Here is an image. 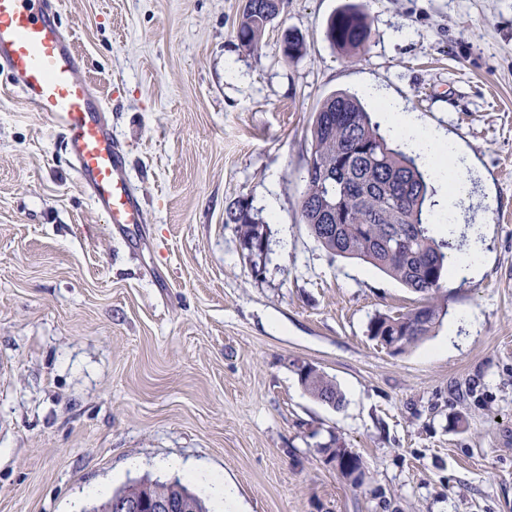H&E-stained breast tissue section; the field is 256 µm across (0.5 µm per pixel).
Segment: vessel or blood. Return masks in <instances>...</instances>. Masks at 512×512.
<instances>
[{
  "label": "vessel or blood",
  "mask_w": 512,
  "mask_h": 512,
  "mask_svg": "<svg viewBox=\"0 0 512 512\" xmlns=\"http://www.w3.org/2000/svg\"><path fill=\"white\" fill-rule=\"evenodd\" d=\"M82 63L47 0H0V68L27 104L63 130L80 186L107 223L130 237L145 222L143 207L102 119L103 99L77 76Z\"/></svg>",
  "instance_id": "1"
}]
</instances>
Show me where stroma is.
I'll return each mask as SVG.
<instances>
[{
	"label": "stroma",
	"instance_id": "1",
	"mask_svg": "<svg viewBox=\"0 0 512 512\" xmlns=\"http://www.w3.org/2000/svg\"><path fill=\"white\" fill-rule=\"evenodd\" d=\"M55 2L145 222L127 241L106 223L0 72V512H92L189 471L232 486L234 512H512V0H284L253 50L241 0ZM347 7L371 27L352 63L326 37ZM288 35L303 56L283 57ZM369 85L456 145L458 221L482 236L400 355L367 324L418 295L331 257L300 212L315 112ZM241 198L267 228L258 271L225 221ZM333 436L361 487L319 453ZM299 380L305 390L316 400L332 405L339 409L344 402V396L336 383L310 364L301 365L297 369ZM336 469L352 486L360 487L363 485L366 471L362 459L354 452L351 456L343 460Z\"/></svg>",
	"mask_w": 512,
	"mask_h": 512
}]
</instances>
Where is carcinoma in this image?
I'll return each instance as SVG.
<instances>
[{"instance_id": "cac0c4a2", "label": "carcinoma", "mask_w": 512, "mask_h": 512, "mask_svg": "<svg viewBox=\"0 0 512 512\" xmlns=\"http://www.w3.org/2000/svg\"><path fill=\"white\" fill-rule=\"evenodd\" d=\"M282 0H245L237 28L241 45L255 47L267 26L280 13ZM327 37L334 48L352 59L370 37L367 16L348 7L330 21ZM285 58L303 55L305 46L288 36L281 46ZM312 177L306 180L300 208L303 223L333 257L366 263L421 295L423 303L401 314H378L367 332L372 340L395 337L393 353L401 354L431 336L447 308L441 301L448 263L476 250L479 228L455 224L448 238L431 235L425 210L429 185L415 159L392 148L372 122L370 113L354 96L338 92L327 97L315 113ZM226 224L237 225L242 249L259 271L264 252L262 221L247 199L226 208ZM299 380L316 400L339 408L344 396L336 383L316 367H298ZM338 472L354 487L363 485L362 459L352 454ZM186 490L181 480L155 482L145 488L130 484L120 492L132 495H172Z\"/></svg>"}]
</instances>
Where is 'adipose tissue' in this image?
I'll return each mask as SVG.
<instances>
[{
    "mask_svg": "<svg viewBox=\"0 0 512 512\" xmlns=\"http://www.w3.org/2000/svg\"><path fill=\"white\" fill-rule=\"evenodd\" d=\"M363 93L379 104L383 120L407 151L421 155L426 163L432 164L437 178L453 182V190L439 201L438 209L455 213L459 201L467 194L468 182L462 174L453 144L439 132L423 127L411 113L404 111L399 99L385 95L373 86L365 87Z\"/></svg>",
    "mask_w": 512,
    "mask_h": 512,
    "instance_id": "obj_1",
    "label": "adipose tissue"
}]
</instances>
